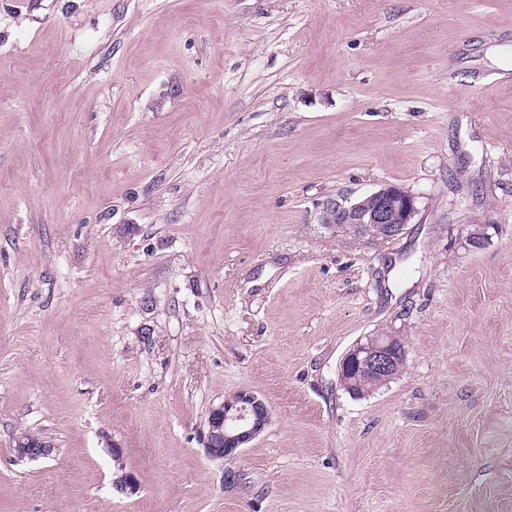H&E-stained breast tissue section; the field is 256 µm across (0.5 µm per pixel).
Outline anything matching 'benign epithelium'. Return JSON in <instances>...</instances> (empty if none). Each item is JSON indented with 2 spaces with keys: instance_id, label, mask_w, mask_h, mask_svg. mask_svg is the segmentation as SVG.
<instances>
[{
  "instance_id": "obj_1",
  "label": "benign epithelium",
  "mask_w": 512,
  "mask_h": 512,
  "mask_svg": "<svg viewBox=\"0 0 512 512\" xmlns=\"http://www.w3.org/2000/svg\"><path fill=\"white\" fill-rule=\"evenodd\" d=\"M418 214L416 196L402 186L385 184L376 191L354 201L329 198L322 202L317 221L325 229L336 231V225H349L358 235H365L370 226H388V238H397ZM397 358V348L390 336H370L357 343L340 365L341 378L358 370L385 373ZM270 414L266 404L254 394L239 391L209 411L204 436L206 455L214 460L236 455L244 445L255 439L268 425ZM15 453L20 459L37 460L52 453L45 440L28 437L15 439Z\"/></svg>"
}]
</instances>
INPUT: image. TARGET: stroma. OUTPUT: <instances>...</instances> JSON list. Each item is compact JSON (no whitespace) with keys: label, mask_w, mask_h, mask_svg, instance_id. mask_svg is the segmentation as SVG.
<instances>
[{"label":"stroma","mask_w":512,"mask_h":512,"mask_svg":"<svg viewBox=\"0 0 512 512\" xmlns=\"http://www.w3.org/2000/svg\"><path fill=\"white\" fill-rule=\"evenodd\" d=\"M0 512H512V0H0ZM417 214L414 194L402 186L385 184L354 202L347 203L345 198L326 199L317 212V221L341 237H360L370 229L371 235L368 236L384 239L385 225H388L387 239H395ZM336 224L350 225L360 236L347 233L345 228L336 229ZM392 338L393 336H368L366 341L356 343L340 365V375L344 382L348 381L346 376H352L359 369L362 371L368 369L377 373L391 370L397 358V348L393 344ZM396 342L403 347V353L394 365L392 372L386 376H368L365 378L362 392L356 391L354 395L347 390L348 393L357 397L364 396L386 385L402 371L406 360L405 346L400 336ZM266 404L247 391H239L209 411L204 436L206 455L214 460L235 456L268 425ZM14 448L18 458L28 460L48 457L53 450L49 442L28 437L16 438Z\"/></svg>","instance_id":"1"}]
</instances>
